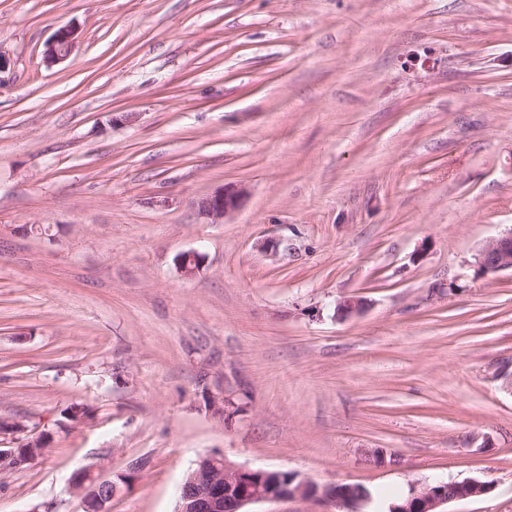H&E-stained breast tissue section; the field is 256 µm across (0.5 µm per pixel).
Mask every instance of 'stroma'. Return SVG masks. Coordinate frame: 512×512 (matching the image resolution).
Wrapping results in <instances>:
<instances>
[{
	"label": "stroma",
	"instance_id": "stroma-1",
	"mask_svg": "<svg viewBox=\"0 0 512 512\" xmlns=\"http://www.w3.org/2000/svg\"><path fill=\"white\" fill-rule=\"evenodd\" d=\"M0 54V448L47 442L0 512L139 460L111 512H174L212 454L512 512V270L477 268L512 232V0H0ZM77 29L72 26L60 27L45 44L44 55L48 63L65 60L76 43ZM241 200V192L234 186H225L223 189L202 198L198 203L201 214L216 221L237 209ZM211 408L209 410L212 413L219 417L220 419H224L225 424H229L232 422V419L241 411L240 407L236 405L230 395L224 396H212L209 400ZM437 482L421 486L419 489H413L409 498H395L386 512H445L438 510L442 505L447 504L453 499H463L477 497L487 493L488 483L477 480L466 482ZM449 486V487H448Z\"/></svg>",
	"mask_w": 512,
	"mask_h": 512
}]
</instances>
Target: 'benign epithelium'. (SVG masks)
Listing matches in <instances>:
<instances>
[{
	"label": "benign epithelium",
	"instance_id": "obj_1",
	"mask_svg": "<svg viewBox=\"0 0 512 512\" xmlns=\"http://www.w3.org/2000/svg\"><path fill=\"white\" fill-rule=\"evenodd\" d=\"M76 38V28L60 27L45 44L47 62L65 60ZM240 200L241 192L228 185L202 198L198 208L201 214L216 221L237 209ZM204 261L205 256L199 252L184 253L177 261V269L183 277L192 278L203 268ZM478 267L485 274L512 269V232L492 240L480 251ZM209 403L212 413L226 424L240 412V407L228 395L213 396ZM44 448L42 440L28 441L15 448H0V473L32 462ZM72 488L83 494L85 508L90 512H109L118 485L89 470H80L72 478ZM488 490V484L477 480L425 484L412 490L403 504L390 505L388 512H440V507L450 500L477 497ZM295 497L339 502L347 512H364L371 500L370 493L362 486L318 485L299 480L286 471L234 468L226 463L224 456L213 454L202 458L185 477L175 512H244V507L252 503Z\"/></svg>",
	"mask_w": 512,
	"mask_h": 512
}]
</instances>
